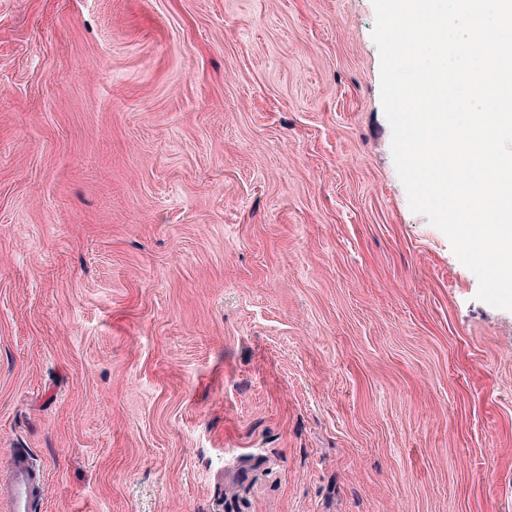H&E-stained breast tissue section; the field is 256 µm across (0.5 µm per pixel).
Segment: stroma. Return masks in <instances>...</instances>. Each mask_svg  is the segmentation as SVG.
<instances>
[{
	"instance_id": "1",
	"label": "stroma",
	"mask_w": 512,
	"mask_h": 512,
	"mask_svg": "<svg viewBox=\"0 0 512 512\" xmlns=\"http://www.w3.org/2000/svg\"><path fill=\"white\" fill-rule=\"evenodd\" d=\"M372 0H0V470L40 512H512V311L413 213ZM9 512H35L43 471L26 454L16 453L8 466Z\"/></svg>"
}]
</instances>
